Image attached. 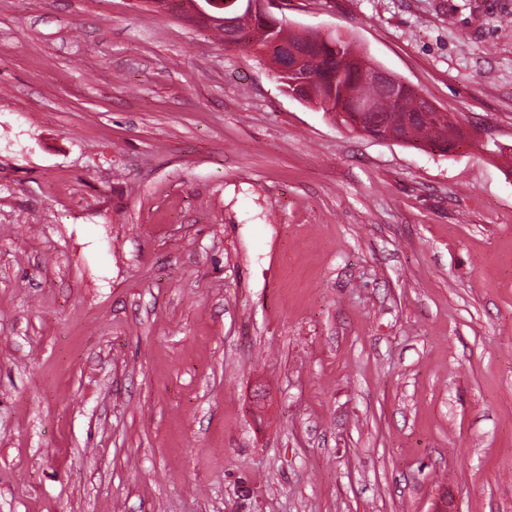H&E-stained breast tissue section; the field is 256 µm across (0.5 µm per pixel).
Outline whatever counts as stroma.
Wrapping results in <instances>:
<instances>
[{
    "label": "stroma",
    "mask_w": 512,
    "mask_h": 512,
    "mask_svg": "<svg viewBox=\"0 0 512 512\" xmlns=\"http://www.w3.org/2000/svg\"><path fill=\"white\" fill-rule=\"evenodd\" d=\"M275 14L464 145L180 8L0 0V512H512V0ZM273 3V0H190L184 2L187 7L186 11L192 16L202 19L211 27L224 28V30H217L230 44H237L238 29L245 35L244 42H251L249 35L259 25V19L253 17L254 15L277 23V18L270 11ZM276 29L277 27L267 26L256 30L254 34L266 41V44H274L281 49L279 60L273 63L274 70L276 74L295 76L292 82L297 90H288L287 88L288 94L293 99L304 103L303 90H306L312 83L308 92L309 103L315 104L322 112L327 111L325 104L331 105V111L340 112L348 110L352 99L359 97V93L362 91L367 96L356 99L354 112L333 113L336 123L344 127L349 125L353 131L362 132L364 135L376 139L413 141L410 137L395 131L396 128L401 129L403 125L408 124V117L403 114L411 116L415 112H421L424 103L415 90L408 92L394 103L409 86L407 82L379 66L361 69L368 60L357 51L352 40L348 38L343 40L345 36H334L336 47L333 49L325 44L319 45L316 39L309 35V32L297 33L288 28L285 37L293 43V46L300 51H306L317 61L313 70L318 78L314 80L310 57L290 48L287 42L283 43ZM364 60L365 62H363ZM324 72L325 74H323ZM361 83L370 85L376 90V93L369 95L374 92V89L363 86ZM383 102H391L388 111L400 112L402 115L380 114ZM432 108L434 105L425 99L423 111L428 112ZM428 114L425 121L420 118L416 124L413 136L417 142L430 138L453 141L456 142V146L462 142L463 138L459 139L457 133L451 134V126L461 129L453 117L448 114V121H446L436 111L428 112ZM461 134L463 135L462 129Z\"/></svg>",
    "instance_id": "1"
}]
</instances>
